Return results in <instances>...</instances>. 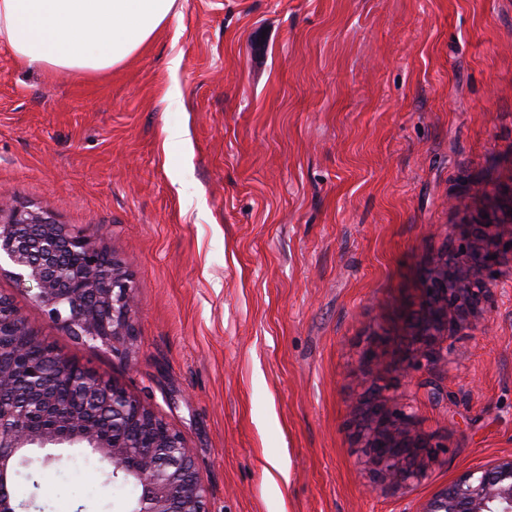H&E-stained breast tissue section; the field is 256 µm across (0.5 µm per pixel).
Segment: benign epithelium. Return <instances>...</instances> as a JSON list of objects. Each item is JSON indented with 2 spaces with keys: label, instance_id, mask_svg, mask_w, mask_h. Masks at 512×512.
I'll list each match as a JSON object with an SVG mask.
<instances>
[{
  "label": "benign epithelium",
  "instance_id": "1",
  "mask_svg": "<svg viewBox=\"0 0 512 512\" xmlns=\"http://www.w3.org/2000/svg\"><path fill=\"white\" fill-rule=\"evenodd\" d=\"M504 200L508 220L490 214L462 225L458 246L425 269L424 303L405 321L404 367L438 364L443 359L439 344L448 331L477 328L485 320L489 278L503 251L512 252V188ZM2 258L52 323L80 341L131 357L133 279L105 248L47 211L15 207L0 224ZM35 338L48 354L28 362L25 343ZM37 410L55 416L61 427L35 425ZM354 423L370 464L391 484L422 478L424 458L434 457L439 447L431 436L414 429L412 415L391 405L376 382L363 395ZM76 450L98 456L111 468L110 480L137 485L139 491L124 512H208L206 488L182 433L124 386L61 356L3 297L0 512H30L36 493L18 501L12 487L35 453L51 465ZM421 512H512V456L465 472Z\"/></svg>",
  "mask_w": 512,
  "mask_h": 512
}]
</instances>
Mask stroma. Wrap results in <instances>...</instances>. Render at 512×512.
<instances>
[{
  "mask_svg": "<svg viewBox=\"0 0 512 512\" xmlns=\"http://www.w3.org/2000/svg\"><path fill=\"white\" fill-rule=\"evenodd\" d=\"M509 186L512 0H178L96 76L0 43V190L131 274L136 353L51 325L1 270L0 295L183 433L209 512H420L512 454V266L487 329L449 334L445 363L401 362L424 267ZM380 377L441 445L421 480L375 477L357 436ZM70 467L17 478V498L123 512L103 463L91 496Z\"/></svg>",
  "mask_w": 512,
  "mask_h": 512,
  "instance_id": "35a3bbf8",
  "label": "stroma"
}]
</instances>
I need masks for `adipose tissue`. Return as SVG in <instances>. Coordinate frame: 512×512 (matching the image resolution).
Returning <instances> with one entry per match:
<instances>
[{"instance_id":"ef3b65f1","label":"adipose tissue","mask_w":512,"mask_h":512,"mask_svg":"<svg viewBox=\"0 0 512 512\" xmlns=\"http://www.w3.org/2000/svg\"><path fill=\"white\" fill-rule=\"evenodd\" d=\"M176 0H0V42L28 64L95 73L137 53Z\"/></svg>"}]
</instances>
